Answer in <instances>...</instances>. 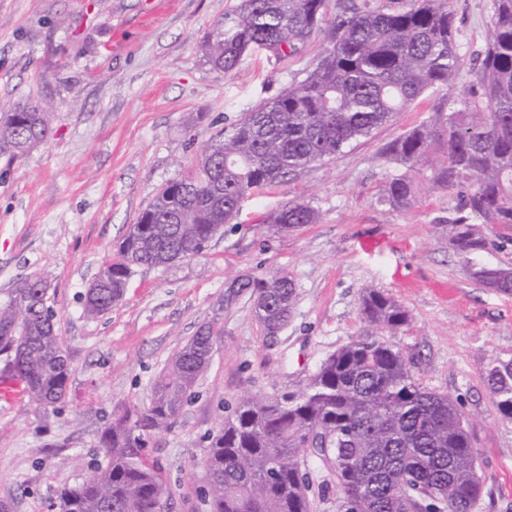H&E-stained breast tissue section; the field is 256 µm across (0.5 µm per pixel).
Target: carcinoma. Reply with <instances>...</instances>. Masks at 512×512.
Segmentation results:
<instances>
[{"label":"carcinoma","instance_id":"cac0c4a2","mask_svg":"<svg viewBox=\"0 0 512 512\" xmlns=\"http://www.w3.org/2000/svg\"><path fill=\"white\" fill-rule=\"evenodd\" d=\"M240 0L199 45L226 74L254 50L282 58L328 22L332 45L306 78L263 100L200 150L195 171L166 185L118 244L103 280L86 290L83 312L98 317L120 300L128 272L198 255L231 223L254 189L284 182L369 137L426 93L459 75L458 28L447 0H407L399 9L371 0ZM476 85L456 107L430 118L386 149L398 167H425L455 193L451 239L467 258L489 249L484 224L512 241V0H493L490 34L475 61ZM50 129L37 102L0 114V151L25 155ZM405 174L385 182L382 201L407 208ZM301 202L274 216L284 229L317 224ZM471 275L499 293L512 292V268L471 265ZM259 299L254 315L268 333L293 316L296 287L282 272L245 283ZM48 288L29 277L0 302V347L14 352L3 370L23 384L34 405L61 402L70 368L46 307ZM363 318L374 329L328 356L297 392L241 401L212 436L204 461L211 512H314L309 473L329 468L336 512H473L483 493L478 455L459 403L423 387L405 353L383 339L409 323L391 295L364 292ZM211 329L194 337L166 365L144 409L113 415L102 434L107 464L82 483L62 487L60 512H156L170 488L144 455L145 437L165 430L207 370ZM485 380L499 415L512 421V357L493 358Z\"/></svg>","mask_w":512,"mask_h":512}]
</instances>
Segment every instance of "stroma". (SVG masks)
I'll list each match as a JSON object with an SVG mask.
<instances>
[{"instance_id": "obj_1", "label": "stroma", "mask_w": 512, "mask_h": 512, "mask_svg": "<svg viewBox=\"0 0 512 512\" xmlns=\"http://www.w3.org/2000/svg\"><path fill=\"white\" fill-rule=\"evenodd\" d=\"M0 0V113L33 100L51 132L24 157L0 152V300L43 278L71 375L63 402L44 408L0 395V502L57 512L63 485L107 463L101 436L117 410L148 407L158 374L200 327L212 361L169 430L145 446L171 489L170 512H209L208 437L242 398L298 391L321 362L367 334L362 295L375 288L408 310L392 343L424 387L458 399L469 418L483 494L474 512H512V422L486 386L492 356H512V294L468 272L448 231L454 193L412 168L410 208L381 203L395 167L386 146L453 104L476 82L492 0H449L463 65L447 90L423 95L369 138L255 190L199 255L141 266L96 318L84 293L115 244L168 181L185 175L228 121L304 79L331 42L322 25L284 58L258 51L228 74L198 46L239 0ZM301 201L320 221L284 230L269 217ZM287 273L294 315L276 335L254 316L237 280Z\"/></svg>"}]
</instances>
